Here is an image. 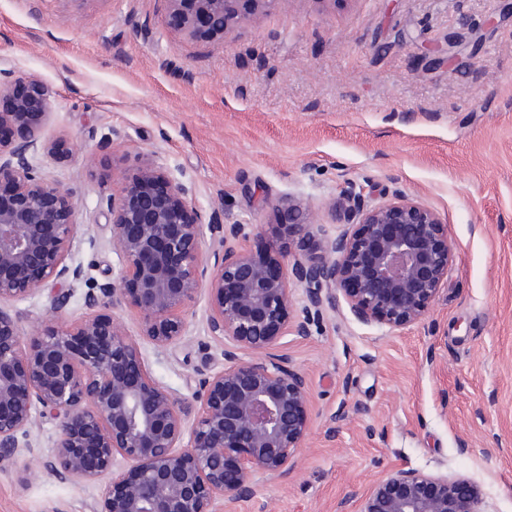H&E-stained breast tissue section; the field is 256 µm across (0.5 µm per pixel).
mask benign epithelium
I'll return each instance as SVG.
<instances>
[{
  "label": "benign epithelium",
  "mask_w": 512,
  "mask_h": 512,
  "mask_svg": "<svg viewBox=\"0 0 512 512\" xmlns=\"http://www.w3.org/2000/svg\"><path fill=\"white\" fill-rule=\"evenodd\" d=\"M166 2L187 36L222 39L229 22L256 20L275 0ZM2 99L11 107L0 111V128L11 135L0 138V190L11 201L0 202V470L22 455L37 460L30 437L48 414L58 430L50 469L98 486L95 512H224L255 496V471L288 477L309 436L311 398L281 339L309 335L324 310L343 303L362 323L403 329L424 319L448 280V225L396 191L376 203L349 184L331 203L346 229L312 249L304 245L313 212L282 200V234L302 248L283 265L244 249L245 225L223 223L220 208L201 215L192 188L147 156L106 174L117 185L102 209L121 259L117 276L88 289L87 313L73 322L63 318L70 294L54 293L45 320L26 333L5 304L86 273L71 257L75 195L35 164L64 151V142L41 137L51 90L35 75L0 71ZM295 287L305 293L301 318ZM202 288L224 366L202 379L190 405L156 381L140 342L108 309L138 315L142 338L165 348L186 336L182 312ZM481 503L480 488L464 478L402 469L378 481L356 512H481Z\"/></svg>",
  "instance_id": "7a95c632"
}]
</instances>
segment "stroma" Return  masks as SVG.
<instances>
[{"label": "stroma", "instance_id": "35a3bbf8", "mask_svg": "<svg viewBox=\"0 0 512 512\" xmlns=\"http://www.w3.org/2000/svg\"><path fill=\"white\" fill-rule=\"evenodd\" d=\"M475 35L454 57L430 53ZM0 70L37 75L52 91L42 126L68 154L37 166L73 191L79 229L64 316L86 313L87 280L120 259L100 213L116 186L84 165L131 168L161 156L195 189L251 228L252 251L283 246L294 197L315 239L340 226L330 204L346 180L404 193L436 211L455 244L448 281L426 318L394 332L348 306L324 312L281 351L307 380L310 435L288 478L255 474V497L228 512H357L399 469L463 477L483 512H512V10L504 0H275L223 39L173 28L165 0H0ZM118 136L112 152L103 141ZM208 296L183 311L187 335L142 351L155 379L191 396L200 371L224 364L208 335ZM50 417L32 431L44 468L0 471V512H92L97 488L49 470Z\"/></svg>", "mask_w": 512, "mask_h": 512}]
</instances>
